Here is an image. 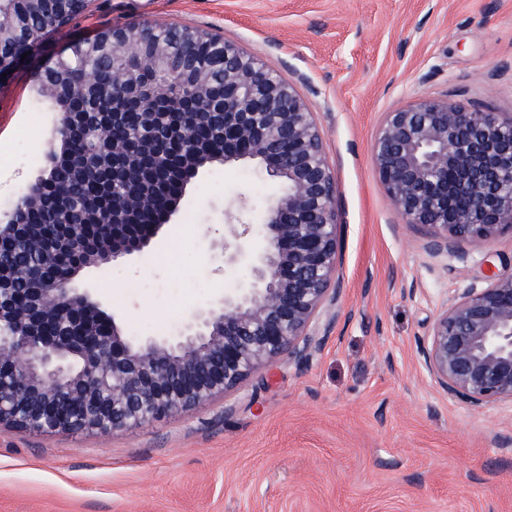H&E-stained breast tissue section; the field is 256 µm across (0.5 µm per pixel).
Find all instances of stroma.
<instances>
[{
    "instance_id": "35a3bbf8",
    "label": "stroma",
    "mask_w": 512,
    "mask_h": 512,
    "mask_svg": "<svg viewBox=\"0 0 512 512\" xmlns=\"http://www.w3.org/2000/svg\"><path fill=\"white\" fill-rule=\"evenodd\" d=\"M138 23L223 33L314 112L341 222L337 318L306 365L280 359L146 425L0 426V512H512V403L449 394L419 355L447 302L512 272V232L434 254L371 157L386 113L422 97L512 116V0H94L0 80V217L47 159L34 73L71 39ZM272 190L211 166L154 247L88 270L97 297L126 333H176L234 285L227 215L253 221Z\"/></svg>"
}]
</instances>
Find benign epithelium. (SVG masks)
<instances>
[{
	"mask_svg": "<svg viewBox=\"0 0 512 512\" xmlns=\"http://www.w3.org/2000/svg\"><path fill=\"white\" fill-rule=\"evenodd\" d=\"M161 29L173 37L161 39ZM199 34L174 24L112 28V63L78 67L72 43L34 79L63 112L74 95L104 105L98 91L110 87L112 112H83L74 126L112 116L99 125L104 147L128 102L146 120L169 102L193 110L198 123L223 117L224 151L213 158L192 124L160 138L179 137L184 182L213 163L254 162L276 183L261 223L227 222L224 266L247 267V278L194 311L175 336L126 335L94 288L69 269L48 275L27 267L14 286L0 279V426L58 434L139 426L231 391L285 355L304 365L321 350V313L329 312L327 324L335 321L341 291V242L335 180L314 113L270 63L208 32L224 59L213 86L198 57ZM3 47L0 75H10L37 45L0 19ZM371 154L391 204L405 224L425 230L431 250L489 243L512 229V117L421 98L386 113ZM170 168L154 146L112 147L114 184L153 182ZM179 204L154 190L133 191L112 195V209L103 212L90 197L52 212L54 244L33 242L81 252L91 256L85 267L105 269L149 250ZM142 211L154 212L156 223H136ZM486 280L439 311L420 347L430 375L475 406L512 402V274L490 270Z\"/></svg>",
	"mask_w": 512,
	"mask_h": 512,
	"instance_id": "7a95c632",
	"label": "benign epithelium"
}]
</instances>
